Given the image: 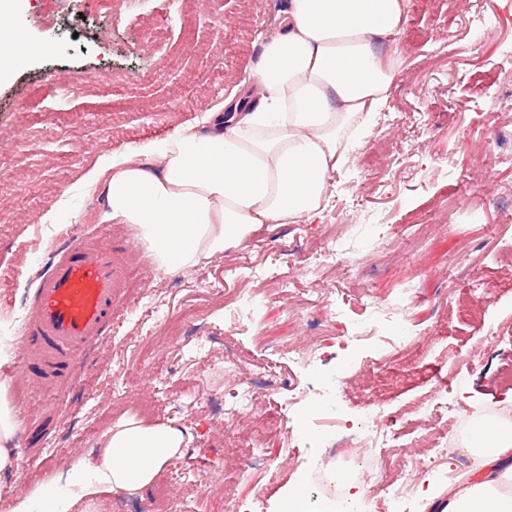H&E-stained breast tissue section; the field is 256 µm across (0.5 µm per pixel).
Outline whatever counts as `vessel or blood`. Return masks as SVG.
<instances>
[{
	"mask_svg": "<svg viewBox=\"0 0 512 512\" xmlns=\"http://www.w3.org/2000/svg\"><path fill=\"white\" fill-rule=\"evenodd\" d=\"M123 284L111 239L74 238L29 299L20 377L47 392L78 382L92 347L112 326Z\"/></svg>",
	"mask_w": 512,
	"mask_h": 512,
	"instance_id": "b4317fda",
	"label": "vessel or blood"
}]
</instances>
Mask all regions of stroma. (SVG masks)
I'll return each mask as SVG.
<instances>
[{
	"label": "stroma",
	"instance_id": "35a3bbf8",
	"mask_svg": "<svg viewBox=\"0 0 512 512\" xmlns=\"http://www.w3.org/2000/svg\"><path fill=\"white\" fill-rule=\"evenodd\" d=\"M287 0H194L182 15L176 0H147L129 15L120 0L102 9L96 0H22L18 21L30 40L54 43V53L26 61L0 84V337L19 339L36 269L50 268L54 251L77 235L111 232L113 245L137 240L132 224L99 223V189L85 176L99 158L134 141L166 135L227 100L250 77L259 43L274 33ZM167 37L147 39L157 23ZM414 40H401L404 64L390 100L347 163L332 175L330 198L310 224H261L247 246L201 260L193 269L162 272L145 245L123 255L127 290L112 327L95 346L79 383L46 393L17 380L13 363L0 364V383L21 432L42 431L41 447L57 458L45 469L24 453L18 468L0 473V486L24 492L51 482L94 448L121 416L172 421L193 439L180 459L146 491L122 492L98 512H136L163 496L180 512H222L224 495L262 492L271 512L292 485L304 481L314 443L285 453L281 432L269 434L262 466L223 468L224 451L248 436L257 417L224 411L236 384L252 383L271 417L296 423L285 411L293 387H315L313 372L289 362L284 349L319 341L333 352L356 417L379 379L394 377L389 361L395 334L385 328L368 341H350L361 319L360 293L383 301L402 282H419L409 311L417 345L429 347L425 379L396 389L389 402L398 420L389 429L397 455L391 474L403 480L402 457L413 441L401 415L413 411L431 385L448 379V417L482 421L491 407L512 404L496 382L512 360V294L487 295L480 311L452 321L448 311L485 274L512 256V166L482 164L490 152L512 151V0H424L406 21ZM506 73L500 86L475 97L470 79L484 70ZM75 91L60 100L63 85ZM377 225L384 245L363 244L356 266L313 251L310 243L330 224ZM302 259L314 269L303 275ZM283 281L272 289L270 279ZM261 306L245 317L223 297L241 286ZM342 316L327 313L329 303ZM235 368H227L225 357Z\"/></svg>",
	"mask_w": 512,
	"mask_h": 512
}]
</instances>
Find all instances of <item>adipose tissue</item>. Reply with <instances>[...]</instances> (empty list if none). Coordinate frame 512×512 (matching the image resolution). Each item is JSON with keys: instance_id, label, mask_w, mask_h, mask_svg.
Returning a JSON list of instances; mask_svg holds the SVG:
<instances>
[{"instance_id": "ef3b65f1", "label": "adipose tissue", "mask_w": 512, "mask_h": 512, "mask_svg": "<svg viewBox=\"0 0 512 512\" xmlns=\"http://www.w3.org/2000/svg\"><path fill=\"white\" fill-rule=\"evenodd\" d=\"M15 2L0 0V81L55 50L28 39ZM407 13L408 0H288L253 66L258 107H214L102 157L87 174L103 196L100 223L136 225L169 271L245 246L255 225L321 217L347 134L369 128L390 99ZM190 440L170 421L120 418L57 481L15 495L9 512H76L103 494L147 489ZM466 451L477 477L449 489L446 512H512V425L476 423Z\"/></svg>"}]
</instances>
